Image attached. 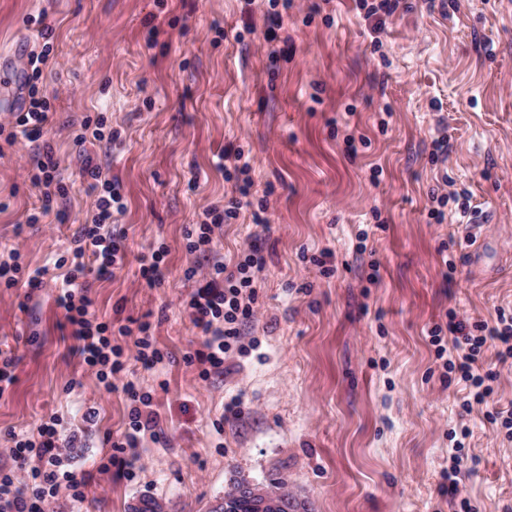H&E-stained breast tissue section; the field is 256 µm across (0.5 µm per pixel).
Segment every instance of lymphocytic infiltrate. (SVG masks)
<instances>
[{
    "label": "lymphocytic infiltrate",
    "mask_w": 512,
    "mask_h": 512,
    "mask_svg": "<svg viewBox=\"0 0 512 512\" xmlns=\"http://www.w3.org/2000/svg\"><path fill=\"white\" fill-rule=\"evenodd\" d=\"M51 106L38 87H31L26 111L17 113L13 129L6 136L7 143L17 138L36 140L42 137L49 123ZM243 152L223 151L218 156V169L233 165L242 179L236 185L237 195L224 209L207 211L205 222L187 234L189 253L209 251L215 227L237 218L243 201L251 194L250 169L243 160ZM83 176L92 179L100 191L94 201L95 212L90 224L84 225L72 251L70 267L64 274L57 302L67 313L73 334L80 343V353L85 363L95 368L100 380L106 381L121 371L123 364L115 359V350L108 334V324L95 321L89 312L91 302L86 295V278L89 274L106 275L122 267L126 253L120 237L109 230L112 213L122 207L118 183L104 179L99 168L85 165ZM32 180L42 198L43 213H50L54 200L62 195L65 186L60 177L59 165L52 150H44L36 162ZM266 265L262 252L251 250L234 266L217 262L209 280L191 295L187 302L190 319L203 338L204 352L198 358L210 368L220 369L224 358L241 337V327L257 313L256 278ZM449 331L451 346H443L441 333ZM437 346L438 355L444 356L448 373L457 375L469 389L463 409L481 404L491 392L490 383L497 377L494 370L484 368L483 358L487 345H495L500 362L512 359V316L498 314L495 324L480 323L475 333H468L462 322L449 321L447 326H435L430 334ZM130 401L129 427L120 442L121 447H134L142 435L153 428L149 396L140 392L135 383H127ZM14 443L13 466L0 475V512H43L44 504L67 488L73 499L83 500L84 478L63 467L64 450L59 446L57 422H42L35 433H11Z\"/></svg>",
    "instance_id": "f902f5d3"
}]
</instances>
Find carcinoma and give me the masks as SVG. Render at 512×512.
Returning <instances> with one entry per match:
<instances>
[{"instance_id": "cac0c4a2", "label": "carcinoma", "mask_w": 512, "mask_h": 512, "mask_svg": "<svg viewBox=\"0 0 512 512\" xmlns=\"http://www.w3.org/2000/svg\"><path fill=\"white\" fill-rule=\"evenodd\" d=\"M212 512H308L304 505L273 481L262 489L245 478L235 480L224 500Z\"/></svg>"}]
</instances>
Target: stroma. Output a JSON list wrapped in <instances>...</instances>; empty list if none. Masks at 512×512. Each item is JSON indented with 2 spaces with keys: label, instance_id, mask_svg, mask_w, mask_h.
Wrapping results in <instances>:
<instances>
[{
  "label": "stroma",
  "instance_id": "1",
  "mask_svg": "<svg viewBox=\"0 0 512 512\" xmlns=\"http://www.w3.org/2000/svg\"><path fill=\"white\" fill-rule=\"evenodd\" d=\"M361 2L293 0L275 27L272 0H0V124L28 107L40 25L56 59L39 85L44 140L0 150V261L48 269L38 287L0 288V350L17 357L0 470L9 432L55 416L65 467L87 482L84 501L63 489L48 512H131L144 495L161 512H213L236 476L283 480L308 512H512V437L489 419L512 408V363L488 348L497 378L468 412L429 336L452 317L512 314V0H401L374 16ZM89 118L113 139L76 145ZM47 144L69 192L33 224L31 159ZM229 147L251 160L252 204L216 229L211 255L189 254L187 231L234 194L215 167ZM88 159L125 203L112 217L124 266L87 278L122 351L108 384L75 351L51 266L92 221ZM253 245L266 258L255 320L223 370L185 362L202 348L185 300ZM161 246L152 287L139 258ZM143 322L163 367L142 368L119 332ZM130 379L155 427L119 452Z\"/></svg>",
  "mask_w": 512,
  "mask_h": 512
}]
</instances>
